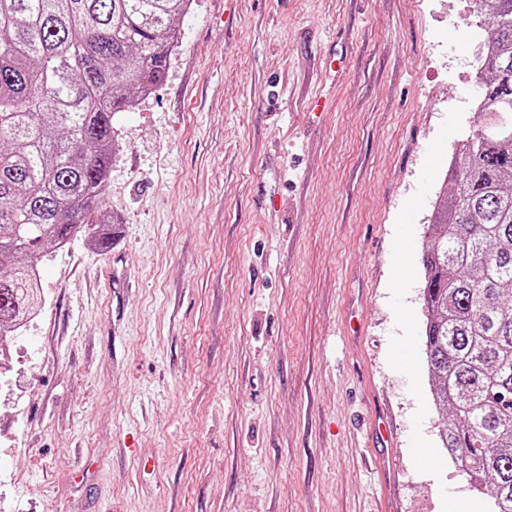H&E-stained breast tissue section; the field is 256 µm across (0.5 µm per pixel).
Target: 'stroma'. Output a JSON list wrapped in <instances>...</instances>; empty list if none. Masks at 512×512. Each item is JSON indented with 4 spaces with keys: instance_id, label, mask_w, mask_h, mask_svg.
<instances>
[{
    "instance_id": "35a3bbf8",
    "label": "stroma",
    "mask_w": 512,
    "mask_h": 512,
    "mask_svg": "<svg viewBox=\"0 0 512 512\" xmlns=\"http://www.w3.org/2000/svg\"><path fill=\"white\" fill-rule=\"evenodd\" d=\"M38 265L0 398L10 512H493L447 451L422 256L477 129L475 0H192ZM327 100L324 112L311 100ZM410 275H402V266ZM420 448L437 449L423 469Z\"/></svg>"
}]
</instances>
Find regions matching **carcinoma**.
<instances>
[{
  "label": "carcinoma",
  "mask_w": 512,
  "mask_h": 512,
  "mask_svg": "<svg viewBox=\"0 0 512 512\" xmlns=\"http://www.w3.org/2000/svg\"><path fill=\"white\" fill-rule=\"evenodd\" d=\"M192 0H0V334L42 307V249L84 233L107 192L116 113L161 80ZM492 33L476 67L488 122L456 153L423 258L442 447L512 512V0H476Z\"/></svg>",
  "instance_id": "carcinoma-1"
}]
</instances>
